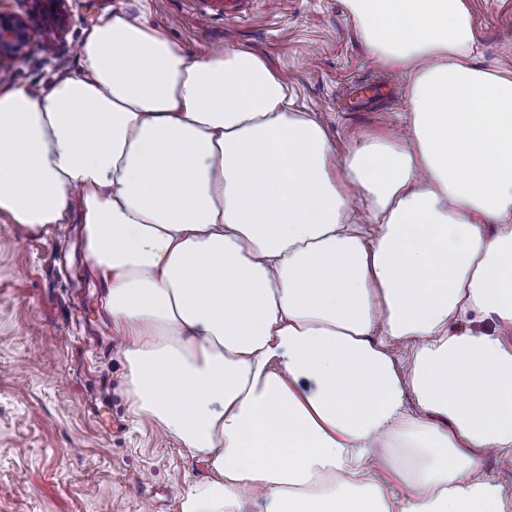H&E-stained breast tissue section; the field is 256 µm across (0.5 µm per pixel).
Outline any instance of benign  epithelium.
<instances>
[{
    "label": "benign epithelium",
    "instance_id": "1",
    "mask_svg": "<svg viewBox=\"0 0 512 512\" xmlns=\"http://www.w3.org/2000/svg\"><path fill=\"white\" fill-rule=\"evenodd\" d=\"M66 0H25L27 8L14 10L0 0V70L25 60L33 46L52 48L63 41Z\"/></svg>",
    "mask_w": 512,
    "mask_h": 512
}]
</instances>
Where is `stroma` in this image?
<instances>
[{
  "instance_id": "1",
  "label": "stroma",
  "mask_w": 512,
  "mask_h": 512,
  "mask_svg": "<svg viewBox=\"0 0 512 512\" xmlns=\"http://www.w3.org/2000/svg\"><path fill=\"white\" fill-rule=\"evenodd\" d=\"M484 66L512 71V0H469ZM137 0H67L63 43L0 72V87L45 85L78 69L84 30ZM189 56L261 51L342 153L403 122L404 80L371 61L344 0H262L228 20L221 0H162L153 15ZM382 81L363 112L338 107L354 83ZM104 291L78 222L43 237L0 224V512H180L203 460L135 413Z\"/></svg>"
}]
</instances>
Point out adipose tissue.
<instances>
[{"label": "adipose tissue", "mask_w": 512, "mask_h": 512, "mask_svg": "<svg viewBox=\"0 0 512 512\" xmlns=\"http://www.w3.org/2000/svg\"><path fill=\"white\" fill-rule=\"evenodd\" d=\"M345 4L403 134L337 156L264 54L188 56L139 0L0 91V222L78 200L134 406L209 466L181 512H512V73L468 0Z\"/></svg>", "instance_id": "ef3b65f1"}]
</instances>
